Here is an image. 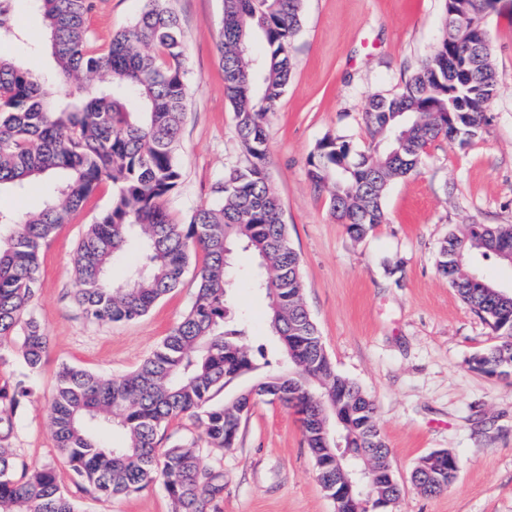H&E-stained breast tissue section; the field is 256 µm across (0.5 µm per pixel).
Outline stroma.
I'll return each mask as SVG.
<instances>
[{
  "instance_id": "obj_1",
  "label": "stroma",
  "mask_w": 512,
  "mask_h": 512,
  "mask_svg": "<svg viewBox=\"0 0 512 512\" xmlns=\"http://www.w3.org/2000/svg\"><path fill=\"white\" fill-rule=\"evenodd\" d=\"M168 4L187 48L188 87L183 176L165 207L183 223L213 201L217 183L243 154L216 51L223 0ZM145 5L95 0L86 21L90 37L107 45ZM444 17L445 0H303L292 77L268 120L269 177L300 255L304 302L327 353L376 407L393 472L405 488L392 512H512V378L471 368V359L496 337L437 270L439 246L449 234L468 224L512 225V0H501L486 20L499 80L487 125L463 146L431 142L418 172L389 185L385 223L352 237L308 176L309 160L326 136L346 137L361 152L373 147L364 117L369 98L399 91L433 55ZM111 198V185H101L43 250L32 315L49 352L30 379L33 396L15 409L8 444L18 465L54 468L78 512H171L158 482L109 498L80 493L52 436L48 406L60 365L126 375L195 298L192 266L181 286L138 320L101 325L82 314L74 302L76 244ZM260 274L252 254L238 252L229 310L243 321L251 345L266 346L270 363L228 383L215 402L248 392L284 366L267 334L265 295L253 286ZM436 451L451 452L458 471L447 491L431 496L410 476ZM206 461L224 468L221 512H335L297 416L279 403L254 400L234 447Z\"/></svg>"
}]
</instances>
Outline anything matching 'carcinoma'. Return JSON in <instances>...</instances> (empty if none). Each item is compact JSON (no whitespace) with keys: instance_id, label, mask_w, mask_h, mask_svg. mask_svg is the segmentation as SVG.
Returning <instances> with one entry per match:
<instances>
[{"instance_id":"1","label":"carcinoma","mask_w":512,"mask_h":512,"mask_svg":"<svg viewBox=\"0 0 512 512\" xmlns=\"http://www.w3.org/2000/svg\"><path fill=\"white\" fill-rule=\"evenodd\" d=\"M40 15L56 78L76 82L67 100L50 96L27 67L0 60V191L22 194L44 179L41 207L18 219L0 210V365L17 353L28 372L38 371L48 350L40 324L28 315L39 281L44 247L58 228L104 182L112 200L88 225L76 246L75 302L99 323L130 322L148 314L178 288L191 260L203 255L193 303L179 323L132 373L103 377L64 364L50 407L55 446L85 494L109 497L160 480L173 512H209L224 500V470L204 463L203 451L234 446L247 413L239 395L211 404L224 385L257 368L243 324L225 317L235 243L264 268L256 282L268 300L269 328L288 368L259 384L257 395L308 412L305 442L317 471L336 476L324 448L337 430L343 447L382 449L372 463L377 493L397 502L402 489L382 459L388 449L375 426L365 391L340 375L303 299L301 261L281 217L269 175L266 120L290 79V47L301 25L302 0H223L217 43L224 92L236 119L243 163L224 174L217 198L197 207L185 224L168 218L164 203L180 184L179 134L186 114V48L167 0H148L133 25L100 49L90 42L87 14L94 0H29ZM23 35L12 0H0V41ZM460 72L448 81V38L397 93L375 95L366 108L375 146L355 154L340 136H327L310 160L309 177L328 189L329 207L354 237L385 220L389 183L417 171L427 146L459 131L468 143L486 123L484 102L498 79L488 60L472 67L468 46L455 48ZM512 226L469 224L440 245L438 267L462 301L482 315L498 343L475 355L474 369L512 375V303L496 284L477 275V264L508 263ZM32 388L18 381L0 388V512H76L53 468L20 469L5 441L19 399ZM200 429L196 442L164 450L159 437L177 418ZM125 443L112 446L113 429ZM454 456L423 457L413 484L427 495L444 492L456 476ZM336 512H366L358 493L335 503Z\"/></svg>"}]
</instances>
